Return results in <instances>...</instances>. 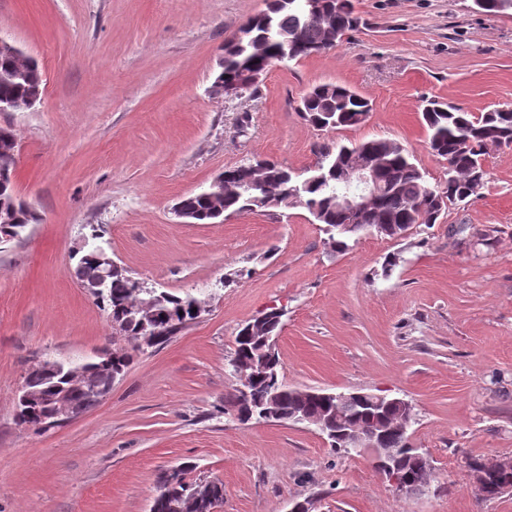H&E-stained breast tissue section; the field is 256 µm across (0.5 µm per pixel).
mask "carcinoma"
<instances>
[{
	"label": "carcinoma",
	"mask_w": 512,
	"mask_h": 512,
	"mask_svg": "<svg viewBox=\"0 0 512 512\" xmlns=\"http://www.w3.org/2000/svg\"><path fill=\"white\" fill-rule=\"evenodd\" d=\"M360 18L352 0H326L324 12L310 15L303 0H270L267 11L248 22L247 36L224 44V58L213 86L224 82L241 84L254 89L253 74L267 71L285 59L290 61L320 54L341 42L356 29ZM43 93V74L38 62L23 51L12 55L0 54V103L16 111L34 106ZM372 111L369 100L356 91L334 83L316 85L301 98L299 112L304 120L318 128L354 127L364 123ZM430 152L448 164L447 178L441 184L430 185L414 162V155L401 143L388 139L357 141L350 145H324L320 160L303 180L290 169L270 159L248 160L224 170L226 178L217 199L193 194L182 198L179 205L193 216L197 224H214L224 214L288 208H306L328 235L327 245L336 253L351 249L365 233L375 232L389 238H402L422 224L437 222L450 203L463 201L476 192V183H484L487 172L483 155L489 146L512 145V110H492L479 117L458 108L431 101L423 108ZM16 138L8 127H0V213L12 212L13 221L0 223V244L18 240L31 224L39 221L37 214L20 198L15 187ZM368 158L376 164L378 201L373 210L353 224L343 205L350 188L342 182L343 170ZM353 224L346 231L344 226ZM100 245H90L82 254L73 273L81 286L97 301L107 306L112 324L118 333L132 340L138 336L141 321L156 322L161 330L160 343L175 336L188 322L198 318L193 312L196 297L178 296L166 292H148L136 287L126 271L112 273L100 283L97 261ZM282 315L270 311L254 332L255 339L236 340L233 359L251 361L260 357L265 347L262 338L277 336ZM129 358L120 352L107 359L83 363L84 371L96 378L98 388L88 389L66 380L67 368L48 378L41 370L26 377L32 388L51 385L68 387L73 413H83L95 406L112 387L104 372L123 370ZM277 392L280 420L294 421V415L333 417L340 431L372 427L382 433L381 447L401 456L409 453L408 433L401 430L398 409H375L365 396L350 403L330 401L291 388L282 380H256L248 389L250 399L263 402L271 392ZM189 466H175L159 477L150 512H171L170 484L177 481L183 494V512H212L224 500V483L214 477L210 485L200 488L199 481L190 477Z\"/></svg>",
	"instance_id": "cac0c4a2"
}]
</instances>
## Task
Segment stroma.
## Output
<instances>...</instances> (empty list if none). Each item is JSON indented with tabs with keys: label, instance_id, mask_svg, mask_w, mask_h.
<instances>
[{
	"label": "stroma",
	"instance_id": "obj_1",
	"mask_svg": "<svg viewBox=\"0 0 512 512\" xmlns=\"http://www.w3.org/2000/svg\"><path fill=\"white\" fill-rule=\"evenodd\" d=\"M352 2L360 24L337 46L227 97L213 88L224 44L267 0H0V37L44 79L34 108L0 112L17 140V190L39 216L0 245V512H149L159 473L182 463L223 481L214 512H290L306 499L314 512H512V495L484 497L469 467L512 458V145L486 150L484 185L436 224L368 233L344 254L300 206L218 224L175 213L226 168L271 159L301 174L336 142H400L435 184L447 164L427 146V101L512 109L511 13ZM322 83L368 97L367 120L309 125L301 97ZM95 230L134 280L193 294L205 312L144 351L116 335L72 275ZM274 307L286 384L411 404L409 434L432 465L422 493L400 494L370 454L333 451L316 429L225 412L240 386L236 336ZM105 349L130 362L98 405L45 433L17 421L38 360Z\"/></svg>",
	"mask_w": 512,
	"mask_h": 512
}]
</instances>
